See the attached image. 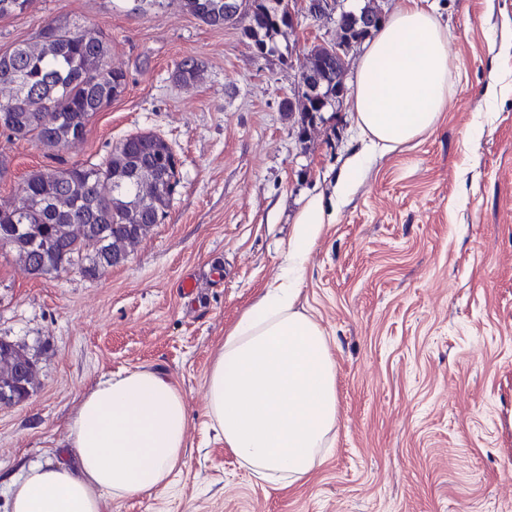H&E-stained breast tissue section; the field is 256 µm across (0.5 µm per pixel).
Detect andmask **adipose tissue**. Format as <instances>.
<instances>
[{"mask_svg": "<svg viewBox=\"0 0 512 512\" xmlns=\"http://www.w3.org/2000/svg\"><path fill=\"white\" fill-rule=\"evenodd\" d=\"M452 65L444 29L419 0L384 19L357 71L351 110L364 142L387 152L433 130L448 106ZM324 209L299 213L289 258L319 238ZM280 283L225 334L207 376V414L242 467L285 488L323 462L336 427V362L320 324ZM189 415L158 371L131 368L99 382L68 426L76 462L39 464L8 486L9 512H103L109 499L165 490L183 457Z\"/></svg>", "mask_w": 512, "mask_h": 512, "instance_id": "1", "label": "adipose tissue"}]
</instances>
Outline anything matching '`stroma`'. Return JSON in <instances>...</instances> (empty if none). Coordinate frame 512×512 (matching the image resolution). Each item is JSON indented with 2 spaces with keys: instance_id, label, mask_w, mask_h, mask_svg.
Segmentation results:
<instances>
[{
  "instance_id": "1",
  "label": "stroma",
  "mask_w": 512,
  "mask_h": 512,
  "mask_svg": "<svg viewBox=\"0 0 512 512\" xmlns=\"http://www.w3.org/2000/svg\"><path fill=\"white\" fill-rule=\"evenodd\" d=\"M448 36L453 93L431 132L365 151L349 103L299 145L282 110L300 59L336 25L299 17L261 57L241 23L209 26L177 0H30L0 19V49L66 15L101 28L126 91L62 151L101 161L151 132L177 155L170 207L128 259L91 280L34 278L0 258V336L39 356L32 396L0 407V512L29 465L71 460L82 396L135 367L185 398L187 448L168 487L106 512H512V0H429ZM200 76L174 78L184 57ZM363 167L345 196L348 159ZM0 202L52 161L0 134ZM328 217L301 266L288 259L299 211ZM286 279L324 329L338 419L323 464L289 488L256 479L209 426L212 351L270 283ZM195 284L185 293L184 282Z\"/></svg>"
}]
</instances>
